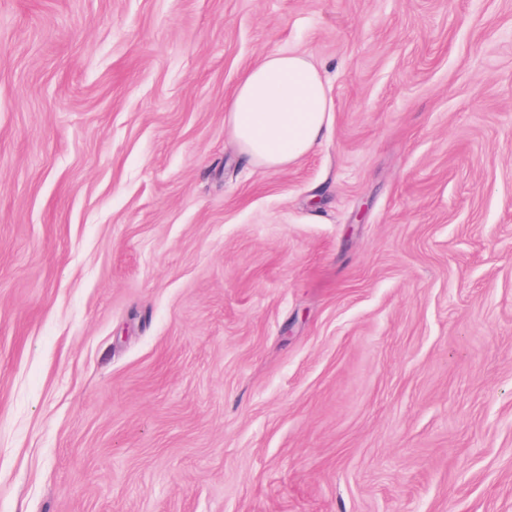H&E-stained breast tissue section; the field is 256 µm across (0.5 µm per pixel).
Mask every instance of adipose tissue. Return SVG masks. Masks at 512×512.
I'll list each match as a JSON object with an SVG mask.
<instances>
[{"label": "adipose tissue", "instance_id": "obj_1", "mask_svg": "<svg viewBox=\"0 0 512 512\" xmlns=\"http://www.w3.org/2000/svg\"><path fill=\"white\" fill-rule=\"evenodd\" d=\"M230 138L250 163L288 168L327 134L326 85L306 54H265L241 76L224 104Z\"/></svg>", "mask_w": 512, "mask_h": 512}]
</instances>
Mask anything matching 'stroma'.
Listing matches in <instances>:
<instances>
[{"label": "stroma", "instance_id": "1", "mask_svg": "<svg viewBox=\"0 0 512 512\" xmlns=\"http://www.w3.org/2000/svg\"><path fill=\"white\" fill-rule=\"evenodd\" d=\"M0 512H512V0H0ZM224 112L230 138L245 159L288 168L326 137V85L308 55L270 52L244 72Z\"/></svg>", "mask_w": 512, "mask_h": 512}]
</instances>
